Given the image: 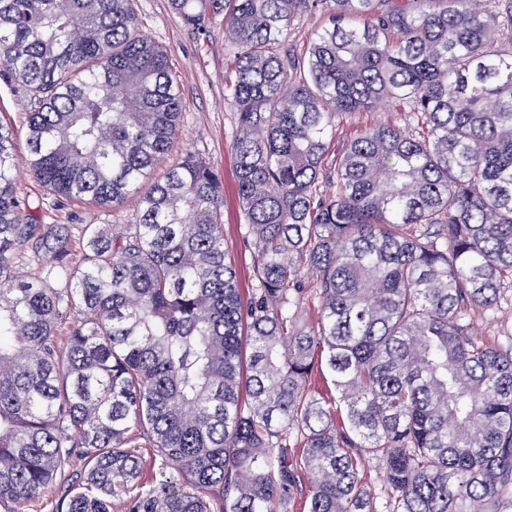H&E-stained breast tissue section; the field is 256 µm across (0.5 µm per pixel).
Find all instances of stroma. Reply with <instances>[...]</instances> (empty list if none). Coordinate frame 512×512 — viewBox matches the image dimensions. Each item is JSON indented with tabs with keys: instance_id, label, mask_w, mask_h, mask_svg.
Here are the masks:
<instances>
[{
	"instance_id": "obj_1",
	"label": "stroma",
	"mask_w": 512,
	"mask_h": 512,
	"mask_svg": "<svg viewBox=\"0 0 512 512\" xmlns=\"http://www.w3.org/2000/svg\"><path fill=\"white\" fill-rule=\"evenodd\" d=\"M139 29L168 53L170 67L181 93L180 130L169 151L158 162V170L192 154L210 162L224 180V247L238 270L242 291L253 286L252 250L247 237L237 195L234 156L231 151L236 135L235 114L225 98L224 86L231 75L233 49L224 33L223 17L210 19L205 29L197 31L185 25L170 6V0H134ZM14 76L0 73V122L22 127L25 114L33 108L20 90ZM407 126L403 108L393 103L378 105L347 115L340 120L332 155H340L347 143L364 127L376 122ZM17 190L44 224H131L138 214L142 194L150 189L142 183L126 202L106 213L84 201L57 207L27 166H19ZM471 335L495 346L512 344V300L502 301L496 312L472 311Z\"/></svg>"
}]
</instances>
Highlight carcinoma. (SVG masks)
Returning <instances> with one entry per match:
<instances>
[{
    "label": "carcinoma",
    "mask_w": 512,
    "mask_h": 512,
    "mask_svg": "<svg viewBox=\"0 0 512 512\" xmlns=\"http://www.w3.org/2000/svg\"><path fill=\"white\" fill-rule=\"evenodd\" d=\"M131 2L0 0V69L34 103L0 124V507L77 457L54 512H288L304 479L307 512H380L369 461L386 512H512V345L468 324L512 291V0H170L197 30L224 16L236 49L247 298L199 157L118 232L36 224L17 194L21 131L56 200L108 211L178 135V83ZM312 13L328 25L305 54L281 48ZM384 102L419 131H360L322 194L340 118ZM317 365L338 396L311 388ZM361 476L376 498L377 505L381 506L385 503V480L382 470L373 464L366 465Z\"/></svg>",
    "instance_id": "1"
}]
</instances>
